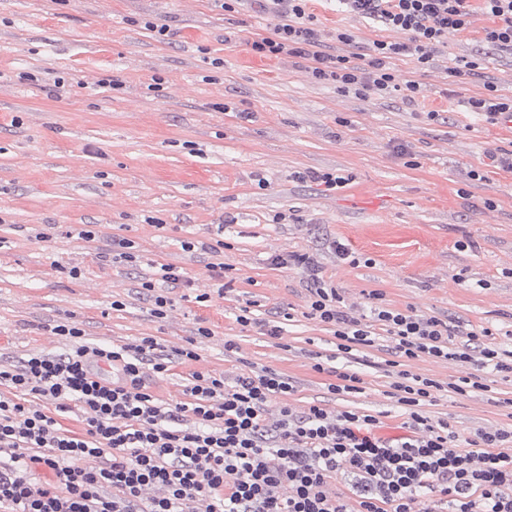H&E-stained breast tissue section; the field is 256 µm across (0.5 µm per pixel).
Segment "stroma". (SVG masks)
<instances>
[{
	"label": "stroma",
	"instance_id": "stroma-1",
	"mask_svg": "<svg viewBox=\"0 0 512 512\" xmlns=\"http://www.w3.org/2000/svg\"><path fill=\"white\" fill-rule=\"evenodd\" d=\"M309 9L324 30L350 27L362 47L406 38L337 11L334 0ZM271 22L256 7L225 12L222 0H0V365L68 352L72 339L53 332L68 318L90 346L151 336L170 352L194 342L197 360H174L151 381L159 403L183 400L196 372L231 379L269 368L293 380L296 412L368 410L398 434L386 332L337 354L329 327L307 315L306 280L271 265L279 253L315 255L358 311L378 291L390 307L488 328L512 347V169L491 164L512 150V123L465 111L484 82L512 93V55L481 41L487 19L450 33L427 69L397 62L399 79L422 85L414 105L364 100L315 83L304 63L252 55L249 41ZM469 54L484 56L485 70L451 82L447 60ZM23 72L38 83L20 80ZM107 76L120 89L99 87ZM474 169L483 180L471 179ZM324 173L348 183L325 191ZM82 224L98 225L99 238L73 235ZM219 234L228 248L217 255L180 246ZM115 235L134 241L141 263L105 259ZM334 241L360 264L337 259ZM216 262L231 265L233 280L203 306L194 291L212 287ZM160 263L193 283L162 284L173 300L163 319L141 286ZM73 266L79 277L68 276ZM116 299L123 309H113ZM248 302L260 320L282 324L281 336L236 323ZM201 324L211 337L196 339ZM228 339L236 352L225 353ZM316 352L358 372L360 392H328L329 375L311 368ZM482 381L480 390L438 392L428 411L464 438L508 426L512 378Z\"/></svg>",
	"mask_w": 512,
	"mask_h": 512
}]
</instances>
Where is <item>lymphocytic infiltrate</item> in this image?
<instances>
[{"instance_id":"obj_1","label":"lymphocytic infiltrate","mask_w":512,"mask_h":512,"mask_svg":"<svg viewBox=\"0 0 512 512\" xmlns=\"http://www.w3.org/2000/svg\"><path fill=\"white\" fill-rule=\"evenodd\" d=\"M274 18L268 34L249 43L259 57L303 60L317 82L367 99L398 95L413 102L420 83L398 80L396 61L423 70L448 31L464 32L477 16L486 45L512 54V0H336L340 11L406 33L403 42L374 40L353 52L354 33L320 29L308 0H264ZM342 45L330 52L327 39ZM272 265L297 267L310 283L312 318L331 325L338 348L372 346L369 321L380 322L398 357L455 359L512 374V361L477 343L472 332L453 340L447 324L382 305L363 319L346 311L314 258L275 255ZM169 370L153 337L115 349L75 347L69 354H36L0 368V508L8 512H345L332 485L344 478L359 512H432L430 494L449 512H512V431L478 432L461 441L447 423L432 422L423 406L440 388L410 371L399 373L394 396L407 416L390 437L381 420L354 411L311 406L296 414L282 406L274 435L264 431L271 398L292 393L290 378L270 370L243 373L233 383L194 374L184 401L159 404L145 382ZM53 402L31 411L17 394ZM78 407L81 432L57 416ZM162 497L143 499L146 487Z\"/></svg>"}]
</instances>
